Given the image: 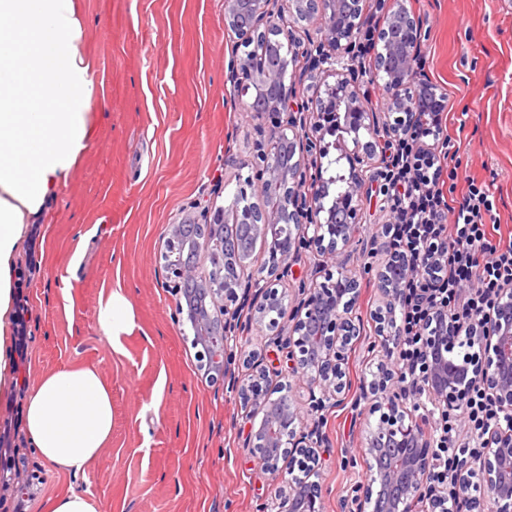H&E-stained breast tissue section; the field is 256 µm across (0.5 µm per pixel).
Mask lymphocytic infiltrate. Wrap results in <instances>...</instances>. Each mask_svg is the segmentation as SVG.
Masks as SVG:
<instances>
[{
    "label": "lymphocytic infiltrate",
    "instance_id": "1",
    "mask_svg": "<svg viewBox=\"0 0 512 512\" xmlns=\"http://www.w3.org/2000/svg\"><path fill=\"white\" fill-rule=\"evenodd\" d=\"M459 168L455 154L447 149L414 165L403 211L391 229L397 252L409 261L431 251L439 256L431 276L433 290H425L420 280L402 282L407 298L395 325L410 337L418 336L423 327L425 306L444 300L449 312L465 319L494 307L503 288L512 286V240L496 236L489 186L469 182L461 200L441 203L446 182L458 180ZM442 206L452 214V223H434V211Z\"/></svg>",
    "mask_w": 512,
    "mask_h": 512
}]
</instances>
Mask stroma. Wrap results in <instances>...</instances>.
<instances>
[{"label": "stroma", "instance_id": "1", "mask_svg": "<svg viewBox=\"0 0 512 512\" xmlns=\"http://www.w3.org/2000/svg\"><path fill=\"white\" fill-rule=\"evenodd\" d=\"M403 2L426 33L417 78L446 97L460 169L489 186L499 232L512 236V0ZM80 5L85 47L97 63L95 137L42 222L31 225L18 259L0 463L41 478L22 493L1 485L0 512H46L50 499L71 490L90 494L102 512H263L278 489L243 446L237 396L200 366L192 330L165 286L160 249L169 225L194 204L228 205L243 182L259 201L262 183L243 162L275 118L251 112L234 91L245 49L224 24V0ZM377 188L362 189V224L348 249L363 322L346 368L354 397L384 359L368 351L382 303L375 274L385 259L374 244L388 217ZM116 288L134 307L137 328L114 346L94 314ZM68 366L95 367L112 388V441L77 474L47 467L24 427L40 376ZM371 405L361 399L319 419L304 416L326 437L323 512H340L366 476L360 450L378 419Z\"/></svg>", "mask_w": 512, "mask_h": 512}]
</instances>
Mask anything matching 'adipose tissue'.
Returning <instances> with one entry per match:
<instances>
[{
	"instance_id": "adipose-tissue-1",
	"label": "adipose tissue",
	"mask_w": 512,
	"mask_h": 512,
	"mask_svg": "<svg viewBox=\"0 0 512 512\" xmlns=\"http://www.w3.org/2000/svg\"><path fill=\"white\" fill-rule=\"evenodd\" d=\"M76 0H0V391L16 262L28 227L90 151L94 64ZM95 322L109 341L131 335L135 310L122 290L101 299ZM43 461L64 471L95 462L112 438V391L91 367L44 374L25 410Z\"/></svg>"
}]
</instances>
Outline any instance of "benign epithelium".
Segmentation results:
<instances>
[{"mask_svg": "<svg viewBox=\"0 0 512 512\" xmlns=\"http://www.w3.org/2000/svg\"><path fill=\"white\" fill-rule=\"evenodd\" d=\"M288 11L299 23L318 22L317 37L304 44L292 26L278 21L269 0H224L226 25H237L246 13L251 49L241 63L247 73L237 85L239 97L255 101L260 88H274L265 113L285 120L253 143L244 166L262 180V201H248L245 186L226 206L202 208L199 239L215 247L205 270L185 257L186 218L169 226L160 252L166 287L176 296V310L189 322L198 357L214 378L230 386L239 402L261 416L259 424L246 419L243 446L252 449L279 492L264 512H322V485L315 480L320 465L318 448L324 444L320 422L307 426L301 408L289 396L287 379H302L309 408L322 412L345 403L350 392L345 365L351 346L361 339L355 313L360 282L336 263L355 238L362 223L361 188L364 177L380 181L379 193L396 200L404 168L414 158H428L433 146L420 143L409 150L405 132L415 127L432 131L426 101L414 93L420 46L418 22L401 0H390L388 15L398 27L393 39L385 29L368 31L362 0H288ZM277 44L284 62L266 61ZM384 64L385 108L396 122L379 124L377 109L362 100L358 85L362 73L354 62L365 56ZM314 89L311 98H298V89ZM333 140H326V136ZM380 156L382 167L368 172L369 161ZM314 176L308 177L309 170ZM253 225L267 247L268 258L253 268L238 256L226 257L219 239L224 225ZM387 260L377 271L382 297L373 313L381 347L402 348L403 334L394 327L393 309L406 298L401 279L409 264L382 242ZM303 250L321 262L310 273L294 276ZM321 279L306 289L307 277ZM188 281L201 285L209 303L197 308L181 303ZM295 281L309 296L289 306L279 290ZM248 303L250 325L266 332L267 343L285 354L279 376L280 396L269 384L262 355L247 361L250 373L240 378L232 366L237 354L229 346L239 325L237 302ZM435 324L421 335L418 355L405 367L382 365L362 391L376 400L381 411L367 429L363 464L367 479L351 487L342 512H448V500L458 512H512V293L496 308L463 322L448 307L427 311ZM426 397L433 409L416 419L408 410L422 407ZM496 411L494 421L475 431L478 446L459 447L448 424L468 418L466 401L475 397ZM439 414V436L425 432L426 418ZM295 458L301 475L281 465Z\"/></svg>", "mask_w": 512, "mask_h": 512, "instance_id": "benign-epithelium-1", "label": "benign epithelium"}]
</instances>
